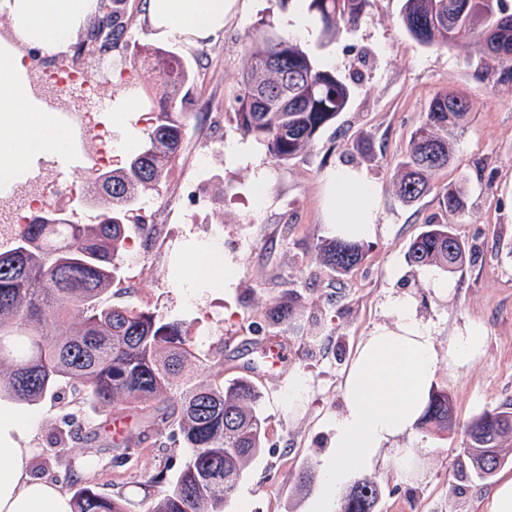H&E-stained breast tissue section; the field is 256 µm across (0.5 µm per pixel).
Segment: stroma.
Returning <instances> with one entry per match:
<instances>
[{
	"label": "stroma",
	"mask_w": 512,
	"mask_h": 512,
	"mask_svg": "<svg viewBox=\"0 0 512 512\" xmlns=\"http://www.w3.org/2000/svg\"><path fill=\"white\" fill-rule=\"evenodd\" d=\"M402 4L371 0L358 27L329 44L316 21H309L301 45L346 79L352 95L313 145L288 162L275 161L261 142L243 133L235 99L244 50L258 21L271 19L287 34L291 16L304 8L302 0H237L221 35L178 47L191 64L180 92L189 114L187 134L165 184L141 193L137 212L149 216L180 190L189 197L147 258L139 256L144 229L133 227L112 301L192 320L199 345L223 347L228 380L250 374L266 338H278L287 348L276 380L257 385L268 421L267 446L247 466L227 512H312L325 492L322 475L303 493L289 475L309 462L321 467L329 453L346 369L375 325L395 322L387 305L391 295L405 293L416 301L440 354H447L449 338L466 322L484 326L483 355L458 370L440 366L435 376V388L448 391L459 422L512 405V82L502 81L503 65L481 58L474 46L437 48L415 41L400 22ZM124 11V37L110 50L124 77L103 88L116 101L126 97L128 83L142 80L156 89L166 83L164 74L145 71L133 56L135 48L158 44L144 0H124ZM444 90L466 97L470 109L431 192L403 203L393 174L430 99ZM366 140L375 153L371 161L353 151L355 142ZM200 152L207 156L201 169L194 164ZM340 166L363 170L379 189L377 233L365 242L364 262L345 276L323 267L314 249L330 235L323 176ZM449 183L468 191L466 212L451 219L439 203ZM444 220L470 248L469 260L447 274L410 266L407 250L423 224ZM209 252L221 259L217 277H188V267ZM441 276L454 284L451 297L434 293L432 281ZM292 290L304 296L299 320L276 322L271 309ZM313 334L318 341L312 345ZM296 378L303 391L292 402L288 389ZM0 406L28 421L15 442L31 451V478L71 492L86 449H98L89 479L102 492L125 499L131 512H141L143 500L158 493L147 486L148 474L163 464L177 471L186 453L165 428L150 436L137 459L114 466L95 436L106 412L74 400L67 387L35 405L4 398ZM403 445L413 450L423 476L405 484L391 459L369 470L382 489L377 512H481L479 496L488 483L452 492L461 433L431 434L417 427Z\"/></svg>",
	"instance_id": "stroma-1"
}]
</instances>
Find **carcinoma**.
I'll use <instances>...</instances> for the list:
<instances>
[{
    "label": "carcinoma",
    "instance_id": "carcinoma-1",
    "mask_svg": "<svg viewBox=\"0 0 512 512\" xmlns=\"http://www.w3.org/2000/svg\"><path fill=\"white\" fill-rule=\"evenodd\" d=\"M307 10L330 42L353 30L371 0H306ZM102 16L88 40L110 48L125 32L123 15L100 0ZM401 22L427 46L448 47L468 40L488 59L508 64L501 80L512 81V9L507 0H403ZM169 62L164 71L171 92L159 97L151 125L124 166L95 174V198L102 210L90 224L43 209L15 228L0 247V398L32 405L70 383L82 401L121 416L141 409L138 432L107 442L119 465L131 461L141 435L154 425L172 428L186 448L183 465L168 487L147 499L142 512H226L249 462L264 448L267 421L261 393L247 377L224 382L212 371L216 353L191 337V324L147 308L109 302L126 261V241L139 190L164 181L186 135L185 113L177 95L188 82L190 65L176 51L153 49ZM242 92L236 119L244 134L260 140L271 158L288 161L310 148L318 133L336 119L350 97L336 72L319 66L298 43L280 35L269 20L244 55ZM469 109L466 98L436 93L410 136L396 167L393 186L405 203L431 190L436 173L448 168L453 135ZM448 216L465 213L466 191L450 184L440 194ZM322 265L346 275L365 259L358 241L320 239ZM468 247L446 222H430L407 252L410 265L454 270ZM301 302L287 293L276 319L291 320ZM53 309L57 318L48 319ZM75 311L76 326L63 321ZM436 433L457 428L453 401L434 389L419 417ZM464 448L457 472L463 479L490 480L508 463L503 445L512 439V412L487 410L462 426ZM382 494L368 477L355 482L341 512H376ZM71 512H129L125 500L96 490L89 481L71 497Z\"/></svg>",
    "mask_w": 512,
    "mask_h": 512
}]
</instances>
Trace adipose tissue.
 Instances as JSON below:
<instances>
[{"mask_svg":"<svg viewBox=\"0 0 512 512\" xmlns=\"http://www.w3.org/2000/svg\"><path fill=\"white\" fill-rule=\"evenodd\" d=\"M234 0H145V14L155 37L194 45L224 28ZM20 44L48 54L64 51L72 33L94 14L97 0H0ZM19 50L0 46V186L11 187L44 155H60L69 138L52 113L32 96ZM326 222L341 239L360 240L376 230L377 188L361 170L338 167L325 175ZM388 305L393 325L381 324L359 343L342 388L336 416L334 454L323 464L324 483L334 490L347 468H374L386 456L398 462L404 481L416 471L410 449L397 447L420 417L440 365L469 366L483 352L485 331L468 323L440 357L433 330L418 316L405 293ZM27 425L14 412L0 408V512H70L59 486L30 479L29 451L17 447L13 432Z\"/></svg>","mask_w":512,"mask_h":512,"instance_id":"ef3b65f1","label":"adipose tissue"}]
</instances>
